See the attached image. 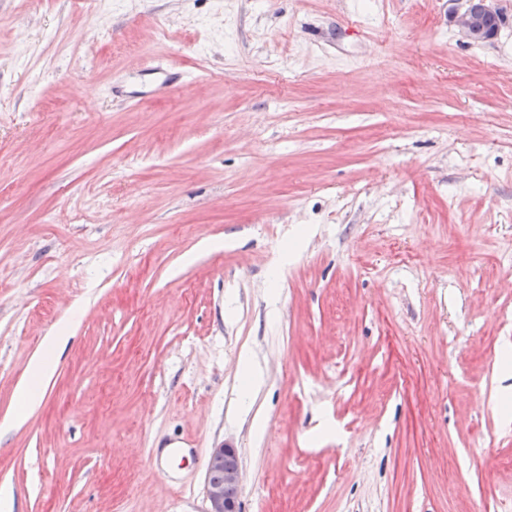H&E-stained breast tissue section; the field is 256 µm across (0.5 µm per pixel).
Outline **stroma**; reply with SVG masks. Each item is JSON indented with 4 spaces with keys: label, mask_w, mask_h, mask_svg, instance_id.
<instances>
[{
    "label": "stroma",
    "mask_w": 512,
    "mask_h": 512,
    "mask_svg": "<svg viewBox=\"0 0 512 512\" xmlns=\"http://www.w3.org/2000/svg\"><path fill=\"white\" fill-rule=\"evenodd\" d=\"M494 5L476 44L449 22L464 0H235L227 43L219 0H0L16 512H206L226 443L241 512H502L512 0ZM62 328L42 405L5 428ZM165 440L190 450L176 488Z\"/></svg>",
    "instance_id": "stroma-1"
}]
</instances>
